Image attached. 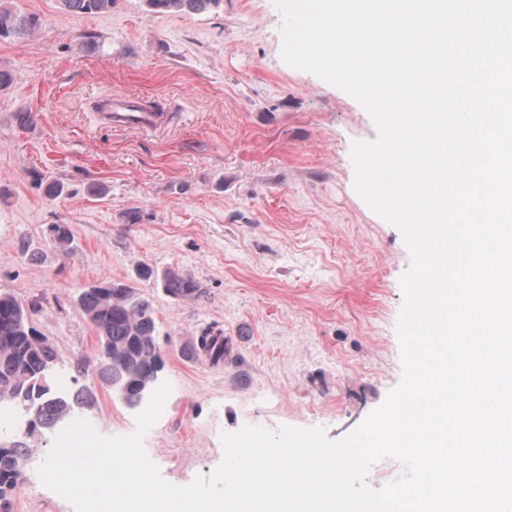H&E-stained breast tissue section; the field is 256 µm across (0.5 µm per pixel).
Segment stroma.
<instances>
[{"instance_id": "obj_1", "label": "stroma", "mask_w": 512, "mask_h": 512, "mask_svg": "<svg viewBox=\"0 0 512 512\" xmlns=\"http://www.w3.org/2000/svg\"><path fill=\"white\" fill-rule=\"evenodd\" d=\"M39 15L36 33L0 41V291L36 301L34 327L64 372L88 384L101 358L80 288L132 284L148 297L171 391L145 441L164 480L184 487L224 461L223 437L268 427L245 398L270 387L288 405L328 404L308 425L337 441L402 378L397 322L411 252L402 231L356 191L353 147L376 139L368 112L342 89L281 57L272 0H222L203 14H157L144 0L76 16L59 0H9ZM92 47H85V40ZM167 112L155 132L108 127L96 103L116 93ZM33 121L19 126L15 115ZM67 184L45 196L42 182ZM139 211L130 224L126 216ZM70 225L57 251L48 228ZM30 242L37 260L22 255ZM193 279L166 295L142 266ZM209 325L231 347L225 364L182 349ZM87 420L136 426L138 409L105 385ZM22 469L14 512H73Z\"/></svg>"}]
</instances>
